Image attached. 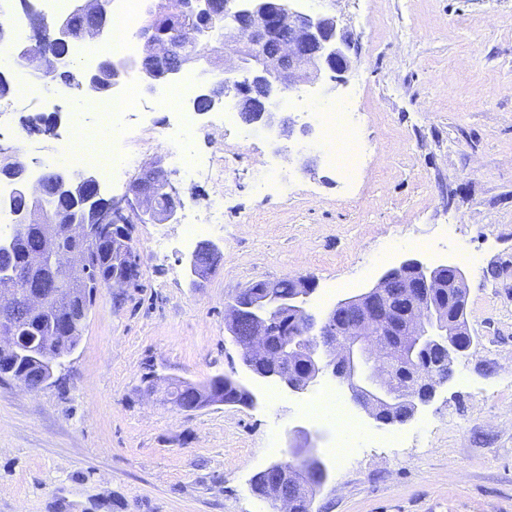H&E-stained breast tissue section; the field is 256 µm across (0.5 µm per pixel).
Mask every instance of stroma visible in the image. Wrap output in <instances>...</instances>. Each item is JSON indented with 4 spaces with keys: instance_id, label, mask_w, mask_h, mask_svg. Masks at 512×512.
<instances>
[{
    "instance_id": "35a3bbf8",
    "label": "stroma",
    "mask_w": 512,
    "mask_h": 512,
    "mask_svg": "<svg viewBox=\"0 0 512 512\" xmlns=\"http://www.w3.org/2000/svg\"><path fill=\"white\" fill-rule=\"evenodd\" d=\"M355 43L343 81L302 92L316 110L336 103L362 115L372 145L358 206L341 202L318 132L301 135L300 111L268 131L238 120L215 142L202 115L196 152L218 173L187 179L166 138L167 115L134 121L138 164L102 185L125 194L141 167L161 158L186 205L224 208L221 258L191 287L181 227H135L134 288H101L80 345L58 375L63 386L32 390L0 379V512H274L253 494L257 472L283 458L288 434L305 427L326 456L341 431L306 407L331 376L291 393L245 369L225 324V304L259 280L315 279L310 309L331 310L378 275L419 255L417 239L456 225L481 257L465 268L471 349L435 398L410 420L384 425L349 405L364 434L347 462L329 464L314 512H512V0H314ZM0 125V152L63 165L71 134L21 135L42 106L14 104ZM279 168L299 190L285 200L256 192L259 171ZM169 239L165 254L157 239ZM235 373L254 406L186 412L168 401L175 380ZM153 383H146V376Z\"/></svg>"
}]
</instances>
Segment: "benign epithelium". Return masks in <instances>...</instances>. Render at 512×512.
I'll return each instance as SVG.
<instances>
[{"mask_svg": "<svg viewBox=\"0 0 512 512\" xmlns=\"http://www.w3.org/2000/svg\"><path fill=\"white\" fill-rule=\"evenodd\" d=\"M17 9L27 16L31 35L25 41L14 39L9 28L0 26V43L14 61L34 71L56 78L65 65L66 56L50 59L44 44L47 38L71 50L79 41L103 38L109 29V0H76L73 10L48 21L32 9L30 0H16ZM178 13L198 16L205 24L184 30L187 46L210 42V24L224 23L223 39L237 45V61L224 67V97L237 100L244 120L272 128L281 123L275 99L287 90L314 84L327 75L334 81L347 73L352 65L350 45L339 28L336 17L325 12L307 14L288 7L287 0H180L176 8L148 9V20L139 30L144 53L155 60L152 71H143L144 89L155 92L158 87L175 81L187 68L205 63L210 58L190 52L173 56L171 47L154 35L153 23ZM118 72L112 59L101 56L94 65L80 69L73 80L78 84L76 98L86 90L101 92L102 74ZM216 85L202 84L191 101L192 111L202 115L213 111ZM4 177L17 183L15 197L20 206L8 241L0 249L40 227L41 248L29 254L27 263L11 269L6 287L0 289V348L16 349L18 309L25 317L49 309L52 295L38 282L44 276L45 256L51 254L61 262L51 268L56 292L71 293L84 280L89 254L96 248L95 226L80 217L71 219L61 230L58 216L46 206L52 196L70 199L73 209L87 211L102 199L96 174L84 171L72 174L59 166L45 167L40 178H29V162L14 155L0 169ZM184 201L170 174L155 159L148 163L130 184V196L112 201V215L98 214L103 222H175ZM220 255V247L212 241L197 245L188 257L192 284H201L212 270L211 259ZM294 289L286 296L273 293L250 304L233 301L225 313V326L234 336L241 362L246 370L262 382H277L282 388L299 392L319 377L330 375L342 382L351 400L370 418L381 424L405 422L418 408L433 400L437 391L451 376L454 360L466 354L473 345L466 317V279L454 264L430 266L411 257L385 271L368 291L339 301L326 315L310 312L308 300L316 289L310 277L292 278ZM284 324H296L302 333L297 342L279 345L273 337ZM425 339L435 349L448 354L446 364L432 368L428 377L419 380L421 388L408 402V413L396 419L393 410L399 407L397 376H414V361L406 354L400 337ZM299 353L308 361V372L297 376L292 372V355ZM233 389L244 397L245 405L255 402L254 395L231 376L213 378V383L194 390L192 410L207 406L228 405L225 393ZM289 452L306 456L320 470L326 483L327 468L310 448L308 431L297 427L291 431ZM269 477L267 500L273 506L293 507L284 490L294 475L284 461L274 462L261 470Z\"/></svg>", "mask_w": 512, "mask_h": 512, "instance_id": "obj_1", "label": "benign epithelium"}]
</instances>
